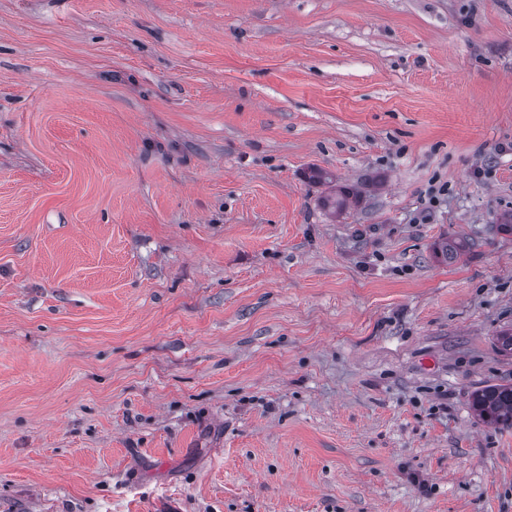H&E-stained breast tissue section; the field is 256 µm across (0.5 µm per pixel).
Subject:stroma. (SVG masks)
Instances as JSON below:
<instances>
[{"instance_id": "stroma-1", "label": "stroma", "mask_w": 512, "mask_h": 512, "mask_svg": "<svg viewBox=\"0 0 512 512\" xmlns=\"http://www.w3.org/2000/svg\"><path fill=\"white\" fill-rule=\"evenodd\" d=\"M510 212L512 0H0V512H512ZM309 180L314 184L329 185L331 184V194L325 197V204L332 208V213L339 214L346 205V198L349 194H345L341 187L336 186V179H333L328 173L320 169H312L308 175ZM472 408L487 424L512 427V384L488 385L475 391Z\"/></svg>"}]
</instances>
